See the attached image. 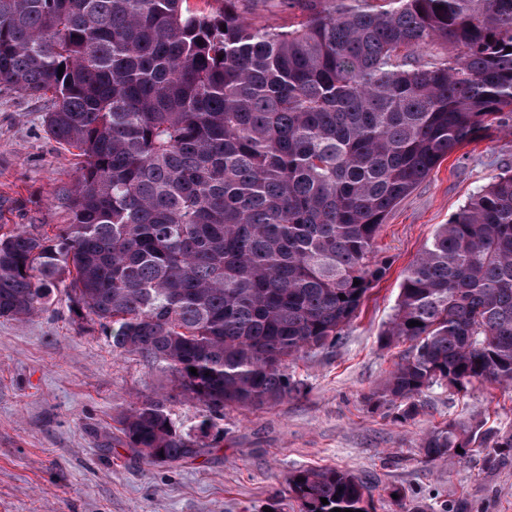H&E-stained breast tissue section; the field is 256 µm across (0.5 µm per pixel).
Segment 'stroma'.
Returning <instances> with one entry per match:
<instances>
[{
	"mask_svg": "<svg viewBox=\"0 0 512 512\" xmlns=\"http://www.w3.org/2000/svg\"><path fill=\"white\" fill-rule=\"evenodd\" d=\"M50 102L0 88V224L46 234L70 223L80 177L76 149L46 132ZM512 168V133L493 130L451 155L404 199L375 240L386 276L334 348L291 366L302 394L214 416L179 396L171 374L114 351L103 329L76 317L62 288L24 321L0 317V512H298L286 478L306 467L350 471L373 490L374 512H512V457L425 462L419 443L435 425L478 418L512 431V386L463 395L435 387L422 412L399 422L367 405L405 350L381 332L403 274L439 225ZM161 397L181 432L206 444L178 465L148 464L124 443L116 416ZM401 490L402 499L390 497Z\"/></svg>",
	"mask_w": 512,
	"mask_h": 512,
	"instance_id": "1",
	"label": "stroma"
}]
</instances>
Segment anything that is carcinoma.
I'll list each match as a JSON object with an SVG mask.
<instances>
[{
	"mask_svg": "<svg viewBox=\"0 0 512 512\" xmlns=\"http://www.w3.org/2000/svg\"><path fill=\"white\" fill-rule=\"evenodd\" d=\"M187 2L0 0V87L49 99L47 133L83 157L71 223L0 224V317L38 314L68 277L113 349L222 414L301 394L290 364L334 347L387 274L374 242L393 209L512 126V0H281L303 20L278 30L251 0ZM382 336L409 348L367 402L401 420L434 386H512V170L420 249ZM118 423L149 463L203 451L160 398ZM420 448L493 467L512 433L450 420ZM287 486L300 512L374 510L349 471Z\"/></svg>",
	"mask_w": 512,
	"mask_h": 512,
	"instance_id": "obj_1",
	"label": "carcinoma"
}]
</instances>
